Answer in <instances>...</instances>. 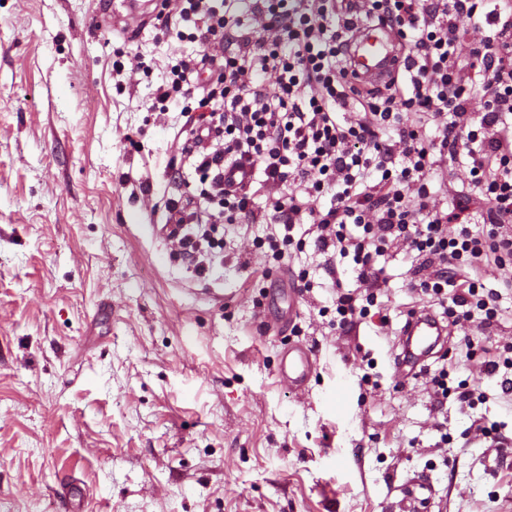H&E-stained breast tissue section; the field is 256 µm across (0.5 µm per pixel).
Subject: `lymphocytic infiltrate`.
I'll return each instance as SVG.
<instances>
[{
    "label": "lymphocytic infiltrate",
    "mask_w": 512,
    "mask_h": 512,
    "mask_svg": "<svg viewBox=\"0 0 512 512\" xmlns=\"http://www.w3.org/2000/svg\"><path fill=\"white\" fill-rule=\"evenodd\" d=\"M174 2L199 51L170 59L147 108L180 97L201 109L182 147L199 208L166 206V223L196 227L183 253L220 248L217 225L245 214L256 184L279 193L271 223L312 224L316 246L351 257L358 282L378 283L376 256L402 244L415 262L413 292L461 306L454 325L470 321V301L492 325L498 310L482 273L512 261V0H253L248 27L213 0ZM382 19L400 30L404 66L384 88L353 90L347 32ZM226 43L234 52L217 56ZM199 83L208 91L198 99ZM438 155L467 159L490 206L483 224L433 204ZM243 168L247 183L226 186L225 172Z\"/></svg>",
    "instance_id": "lymphocytic-infiltrate-1"
}]
</instances>
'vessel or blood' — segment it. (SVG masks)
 <instances>
[{"mask_svg":"<svg viewBox=\"0 0 512 512\" xmlns=\"http://www.w3.org/2000/svg\"><path fill=\"white\" fill-rule=\"evenodd\" d=\"M147 15L143 0H124L122 11L115 17L124 25L127 34H136ZM402 38L395 26L387 23H363L352 37L351 67L348 79L351 83L378 85L385 82L400 63L398 50ZM444 330L425 311L413 314L406 324V336L416 337V349L427 353L431 337L443 335ZM312 362L309 351L293 349L283 354L280 375L291 386L301 387L306 380Z\"/></svg>","mask_w":512,"mask_h":512,"instance_id":"b4317fda","label":"vessel or blood"}]
</instances>
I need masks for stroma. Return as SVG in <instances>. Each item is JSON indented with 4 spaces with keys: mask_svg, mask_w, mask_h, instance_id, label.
Listing matches in <instances>:
<instances>
[{
    "mask_svg": "<svg viewBox=\"0 0 512 512\" xmlns=\"http://www.w3.org/2000/svg\"><path fill=\"white\" fill-rule=\"evenodd\" d=\"M157 9L130 37L112 0H0V512L512 508V369L488 375L464 342L512 341L502 271L484 273L497 322L400 363L408 313H443L411 292L404 250L376 261L381 306L340 329L337 292L365 286L308 225H220L202 273L155 233L198 182L193 113L145 107L168 55L198 50ZM433 178L439 205L485 216L460 162ZM295 346L314 361L301 391L278 374ZM443 366L483 399L436 395Z\"/></svg>",
    "mask_w": 512,
    "mask_h": 512,
    "instance_id": "35a3bbf8",
    "label": "stroma"
}]
</instances>
